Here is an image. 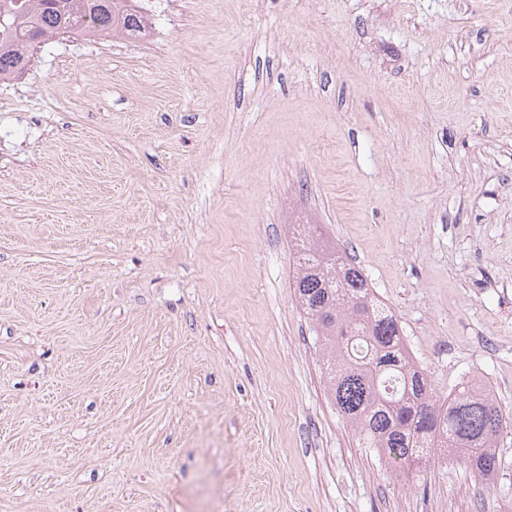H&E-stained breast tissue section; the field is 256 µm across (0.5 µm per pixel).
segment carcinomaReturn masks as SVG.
I'll list each match as a JSON object with an SVG mask.
<instances>
[{"mask_svg":"<svg viewBox=\"0 0 512 512\" xmlns=\"http://www.w3.org/2000/svg\"><path fill=\"white\" fill-rule=\"evenodd\" d=\"M145 28L125 0H0V81L23 71L42 34ZM300 228L294 297L321 342L329 394L345 422L408 481L440 453L494 483L498 442L512 418L492 389L466 381L440 396L362 270L315 234V225Z\"/></svg>","mask_w":512,"mask_h":512,"instance_id":"cac0c4a2","label":"carcinoma"}]
</instances>
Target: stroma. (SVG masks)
<instances>
[{
	"mask_svg": "<svg viewBox=\"0 0 512 512\" xmlns=\"http://www.w3.org/2000/svg\"><path fill=\"white\" fill-rule=\"evenodd\" d=\"M0 81V512H512L331 401L288 222L512 414V0H165Z\"/></svg>",
	"mask_w": 512,
	"mask_h": 512,
	"instance_id": "obj_1",
	"label": "stroma"
}]
</instances>
